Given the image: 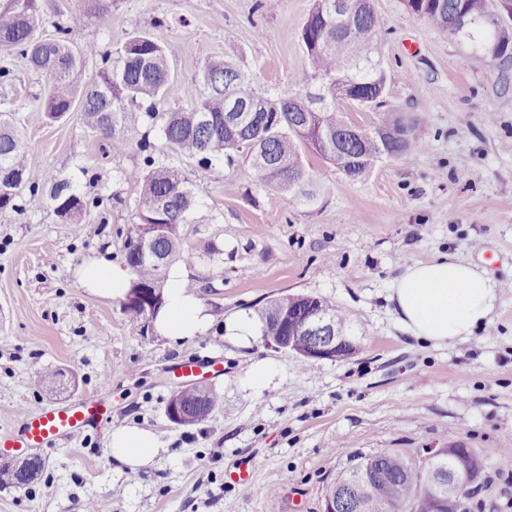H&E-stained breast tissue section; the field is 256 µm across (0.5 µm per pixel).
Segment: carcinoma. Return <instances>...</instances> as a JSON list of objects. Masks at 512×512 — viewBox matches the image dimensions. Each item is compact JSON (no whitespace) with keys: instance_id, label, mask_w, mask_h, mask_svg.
Instances as JSON below:
<instances>
[{"instance_id":"1","label":"carcinoma","mask_w":512,"mask_h":512,"mask_svg":"<svg viewBox=\"0 0 512 512\" xmlns=\"http://www.w3.org/2000/svg\"><path fill=\"white\" fill-rule=\"evenodd\" d=\"M85 11L72 12L55 23L50 38L37 35L43 24L38 0H0V52L17 53L34 69L50 78L44 112L59 118L79 104L84 125L106 141L117 156L126 152L133 137L135 112L157 117V104L172 96L177 84L164 48L144 32L135 33L112 57L94 43L73 45L71 35L86 19L102 28L112 25V0H85ZM408 11L430 25L453 34L455 20L468 17L475 24L459 33L458 40L478 54L495 42L494 59L512 56V32L489 21L490 0H405ZM305 53V81L292 91L262 96L251 87L252 75L231 61L207 65L204 91L187 111L167 112L160 127L162 138L176 153L197 157L202 165L222 157L230 167L249 165L255 182L286 192L297 202L313 206L321 186L308 157L327 160L355 178L369 174L377 161L408 159L421 148L415 118L401 112H381L373 124L345 116L344 105L382 106L386 75L377 46V19L371 0H314L300 33ZM97 57V77L83 84L85 62ZM143 166L126 172V180L139 186L135 202L141 224H161L164 232L154 241L158 264L137 254L134 237L125 244L130 287H164L166 272L178 260H190L181 227L189 223L193 206L189 179L172 167L156 165L154 147L144 134L137 141ZM40 161L28 150L23 135L0 113V210L23 209L22 191L31 197L40 190ZM95 197L77 195L67 180L49 191L53 214L73 221L91 208ZM302 299L285 295L258 310L261 335L281 336L278 315ZM203 408V418L220 406L217 394L201 385L174 392L167 406ZM467 471L487 479V462L472 448L459 444ZM372 473V487L350 494L342 512H406L408 503L429 494L428 470L414 455L379 451L359 455L330 490L354 482L362 472Z\"/></svg>"}]
</instances>
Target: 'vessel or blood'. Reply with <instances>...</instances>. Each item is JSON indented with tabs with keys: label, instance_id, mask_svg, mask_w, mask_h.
Here are the masks:
<instances>
[{
	"label": "vessel or blood",
	"instance_id": "1",
	"mask_svg": "<svg viewBox=\"0 0 512 512\" xmlns=\"http://www.w3.org/2000/svg\"><path fill=\"white\" fill-rule=\"evenodd\" d=\"M101 400H83L66 407H48L27 418L18 431L0 434L1 448L43 449L58 440L83 434L89 427L110 420Z\"/></svg>",
	"mask_w": 512,
	"mask_h": 512
}]
</instances>
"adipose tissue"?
Returning <instances> with one entry per match:
<instances>
[{
    "instance_id": "1",
    "label": "adipose tissue",
    "mask_w": 512,
    "mask_h": 512,
    "mask_svg": "<svg viewBox=\"0 0 512 512\" xmlns=\"http://www.w3.org/2000/svg\"><path fill=\"white\" fill-rule=\"evenodd\" d=\"M76 276L104 299L120 298L129 287L128 271L102 256L85 261ZM183 276V271H173V284L155 318L158 333L173 342L205 334L213 324L203 303L181 286ZM503 289L485 269L447 253L404 266L391 282L388 300L404 332L440 346L465 342L488 327ZM160 447L154 433L131 425L113 430L109 451L115 461L135 470L147 467Z\"/></svg>"
}]
</instances>
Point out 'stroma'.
I'll return each instance as SVG.
<instances>
[{
	"label": "stroma",
	"instance_id": "35a3bbf8",
	"mask_svg": "<svg viewBox=\"0 0 512 512\" xmlns=\"http://www.w3.org/2000/svg\"><path fill=\"white\" fill-rule=\"evenodd\" d=\"M112 0V25L85 22L73 38L115 51L133 32L164 46L179 95L160 112L189 106L204 90L207 63L230 59L258 93L304 76L299 35L313 0ZM386 73V108L417 117L423 146L410 159L385 158L352 179L320 157L310 162L324 188L311 207L257 186L247 166H201L175 154L159 124L139 118L156 162L190 180L194 206L182 235L193 260L187 286L213 315L202 336L169 344L129 321L119 300L81 286L76 268L109 253L124 264L137 222V147L112 156L79 112L50 120L49 83L18 55L0 54L13 78L0 82V111L14 114L40 159L42 180L68 179L99 208L72 223L37 196L0 211V432L49 406L102 394L112 420L42 451L44 469L24 489H0V512H82L90 499L112 512H323L328 487L355 456L461 444L487 460L488 480L471 512H512V61L470 53L412 16L404 0H372ZM165 26H155V19ZM448 252L486 269L506 288L493 321L467 342L435 346L410 338L387 300L404 265ZM286 294L314 295L348 316L359 343L352 358L301 365L265 346L260 333L229 340L225 324ZM195 362L221 399L193 426L171 423L165 406ZM273 372L255 385L257 363ZM65 368L74 392L50 394L40 368ZM153 432L163 451L145 468L112 459L113 428ZM249 467L248 480L237 471Z\"/></svg>",
	"mask_w": 512,
	"mask_h": 512
}]
</instances>
